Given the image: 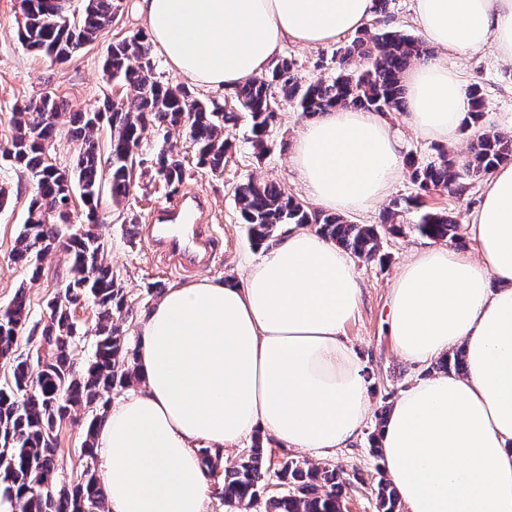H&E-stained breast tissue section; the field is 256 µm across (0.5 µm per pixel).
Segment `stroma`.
Masks as SVG:
<instances>
[{
  "mask_svg": "<svg viewBox=\"0 0 512 512\" xmlns=\"http://www.w3.org/2000/svg\"><path fill=\"white\" fill-rule=\"evenodd\" d=\"M120 12L117 28L108 30L93 45L59 65L34 54L18 40L17 28L22 22L18 0H0V143L10 140L13 135L9 116L14 105L48 94L56 96L65 103V110L58 118V126L64 130L68 127L70 112L93 108L107 96H123V88L104 75L102 58L113 38L141 30L144 24L136 14L134 0H122ZM347 42L344 36L315 48L291 42L281 49L280 54L297 62V74L305 83L330 76L334 69L333 56ZM448 65L459 70L467 85L481 87L485 99L482 125L504 130L505 120L512 116V80L505 76L507 63L498 59L492 49L486 48L464 56H449ZM308 121V116L296 108L282 105L268 138V151L262 156L251 143L248 121H240L237 126L226 129L224 135L231 147L224 157V171L220 174L210 173L197 165L184 131L173 128L165 134L150 128L144 132V155H152L162 147L178 153L186 165L182 190H195L208 202L205 222L213 234L215 246L206 276L243 281L247 268L241 262L242 257L258 253L247 237L236 202L235 190L239 183L250 178L272 181L286 193L305 199L291 156L297 131ZM1 180L6 183L10 203L0 208V305L7 304L20 286H27L31 320L42 323L46 320L47 299L56 294L69 276V260L60 251L49 254L41 264L40 280L28 283L24 270L14 264L9 255L25 218L31 185L28 179L18 178L2 160ZM483 189V181L478 180L468 183L463 192L455 196L432 192L426 197L427 207L448 213L460 222L477 206ZM172 198V193L160 182L147 175L138 176L124 204L125 213L134 218L133 223L123 222L105 211L97 227L106 241L104 261L119 275L126 292L129 316L122 328L133 344L138 341L144 317L156 302L147 292L148 284L162 282L170 285L189 279L188 274L168 269L156 258L141 235V227L150 214ZM431 244V239L413 232L388 235L383 239V260L359 259L355 262L362 295L359 308L344 332L369 378L372 412H380L386 401L396 400L414 380L434 372L432 364H414L398 353L387 321L391 288L402 265L415 249ZM85 415L84 409H77L76 422H64L58 430L56 465L60 482L76 479L86 465L80 452L83 430L79 424ZM328 459L343 465L349 478L357 484L344 501L346 512H376L370 480L376 477L381 461L370 453L366 435H359L349 447L336 450Z\"/></svg>",
  "mask_w": 512,
  "mask_h": 512,
  "instance_id": "stroma-1",
  "label": "stroma"
}]
</instances>
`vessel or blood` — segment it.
Masks as SVG:
<instances>
[{
  "label": "vessel or blood",
  "instance_id": "b4317fda",
  "mask_svg": "<svg viewBox=\"0 0 512 512\" xmlns=\"http://www.w3.org/2000/svg\"><path fill=\"white\" fill-rule=\"evenodd\" d=\"M204 200L193 193L177 196L155 211L142 235L167 267L191 272L205 269L211 260L214 241L203 226Z\"/></svg>",
  "mask_w": 512,
  "mask_h": 512
}]
</instances>
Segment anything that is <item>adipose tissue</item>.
<instances>
[{
    "label": "adipose tissue",
    "mask_w": 512,
    "mask_h": 512,
    "mask_svg": "<svg viewBox=\"0 0 512 512\" xmlns=\"http://www.w3.org/2000/svg\"><path fill=\"white\" fill-rule=\"evenodd\" d=\"M374 0H139L170 71L236 89L286 42L318 47L359 30ZM427 41L454 55L493 48L512 62V0H412ZM421 135L453 141L469 109L446 60L404 76ZM293 163L306 194L336 213L375 208L404 164L377 112L336 108L302 128ZM466 232L473 252H416L391 291L398 352L428 363L463 347L465 374L403 391L378 439L405 512H512V163L485 181ZM243 282L199 278L168 289L139 332V389L112 405L96 439L109 512H206L200 449L262 432L322 455L348 447L369 417V383L344 328L361 301L350 255L306 227L244 260Z\"/></svg>",
    "instance_id": "adipose-tissue-1"
}]
</instances>
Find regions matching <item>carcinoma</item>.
Listing matches in <instances>:
<instances>
[{
	"mask_svg": "<svg viewBox=\"0 0 512 512\" xmlns=\"http://www.w3.org/2000/svg\"><path fill=\"white\" fill-rule=\"evenodd\" d=\"M27 14L19 28L21 42L52 63H66L79 49L97 41L120 8L119 0H86L79 20L70 19L69 0ZM388 0H375L376 31L368 30L343 48L336 73L329 79L303 83L292 59L278 58L268 72L236 88L238 110L226 111L215 101L202 100L185 85L173 84L156 73L157 65L146 35L137 32L113 41L102 61L108 79L125 87L126 99H103L93 112L70 115L69 138L77 144L73 164L60 166L54 151L59 136L61 104L52 96L29 102L11 112L14 133L0 146V158L14 171L32 180V199L15 239L11 260L24 266L30 281L38 279L41 262L62 250L70 275L47 302L36 357L18 351V338L30 320L26 287L0 308V365L8 375L0 380V500L11 512H105V487L95 468V441L110 407L112 392L127 388L137 377V347L120 329L126 296L119 276L105 264V242L90 229L71 233L61 245L55 239L73 214V195L79 194L85 220H100L102 193L118 208L133 187L134 164H149L147 171L166 187L177 189L185 175L183 161L161 148L149 159H136L142 134L152 127L185 130L198 164L217 174L224 171L228 144L224 129L245 117L252 142L262 156L276 118L277 98L306 114L354 106L375 112L404 110V71L412 62L431 57L430 49L415 36L389 28ZM470 109L464 129L470 132L469 154L459 162L443 150L428 158H406L410 179L419 190L458 194L466 183L486 177L502 163L512 162V138L479 124L484 99L469 88ZM109 131L108 164L101 163L100 131ZM236 201L255 247L270 246L286 224L312 226L326 239L360 259L380 253L381 235L403 234L401 218L417 214L412 229L424 237L446 241L457 237L458 225L449 215L423 209L420 197L396 199L378 224H353L321 210H311L287 195L276 182L247 179L236 188ZM82 298L96 312L94 325L84 331L94 345L87 366L72 362L82 341L74 308ZM440 371L461 374L463 354L456 350L437 363ZM88 412L81 454L87 465L77 479L57 485L56 430L76 408ZM275 477L285 493L266 502V512H341L350 483L344 470L330 462L314 464L283 456L274 461L255 437L248 452L224 469L215 493L226 508L245 512ZM378 512H402L391 482L379 475L374 486Z\"/></svg>",
	"mask_w": 512,
	"mask_h": 512,
	"instance_id": "cac0c4a2",
	"label": "carcinoma"
}]
</instances>
